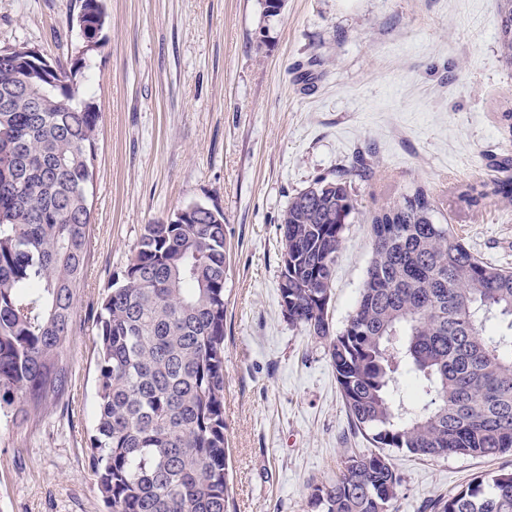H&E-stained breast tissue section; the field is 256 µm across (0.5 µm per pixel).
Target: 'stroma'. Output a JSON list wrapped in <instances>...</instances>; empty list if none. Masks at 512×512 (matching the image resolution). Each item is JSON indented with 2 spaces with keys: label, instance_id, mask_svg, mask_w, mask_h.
I'll return each instance as SVG.
<instances>
[{
  "label": "stroma",
  "instance_id": "stroma-1",
  "mask_svg": "<svg viewBox=\"0 0 512 512\" xmlns=\"http://www.w3.org/2000/svg\"><path fill=\"white\" fill-rule=\"evenodd\" d=\"M103 45L83 99L101 114L85 275L64 394L0 424V512H107L90 458L95 317L144 225L200 203L224 213V433L233 512H311L310 486L372 451L342 401L327 340L280 306L289 201L365 156L336 258L329 321L341 332L371 259V217L424 189L479 259L512 269V202L467 187L512 158V66L499 0H102ZM81 0H0V49L70 66ZM391 512H431L512 454L390 450Z\"/></svg>",
  "mask_w": 512,
  "mask_h": 512
}]
</instances>
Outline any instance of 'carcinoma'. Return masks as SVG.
Masks as SVG:
<instances>
[{
	"mask_svg": "<svg viewBox=\"0 0 512 512\" xmlns=\"http://www.w3.org/2000/svg\"><path fill=\"white\" fill-rule=\"evenodd\" d=\"M512 65V0H500ZM83 22L102 30V4ZM69 70L34 67L31 47L0 50V94L47 91L43 111H0V418L26 420L63 393L77 287L85 272L101 115ZM512 199V178L468 201ZM355 210L348 181L294 197L280 232L288 321L330 335L325 293ZM187 211V208H182ZM180 211V212H182ZM144 225L95 319L98 385L93 473L108 512H228L224 436V213L194 205ZM417 189L371 219L363 288L329 354L355 427L380 449L354 455L309 494L315 512H389L400 477L384 448L422 457L512 451V271L489 265ZM435 512H512V471L477 477Z\"/></svg>",
	"mask_w": 512,
	"mask_h": 512,
	"instance_id": "obj_1",
	"label": "carcinoma"
}]
</instances>
